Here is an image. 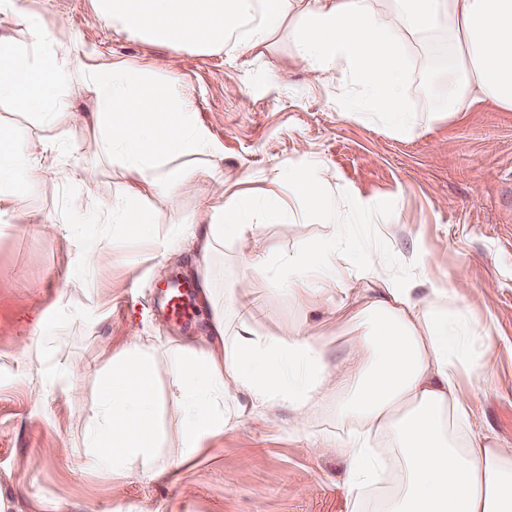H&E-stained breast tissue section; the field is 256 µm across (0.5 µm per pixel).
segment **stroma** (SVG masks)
I'll return each instance as SVG.
<instances>
[{
  "label": "stroma",
  "mask_w": 512,
  "mask_h": 512,
  "mask_svg": "<svg viewBox=\"0 0 512 512\" xmlns=\"http://www.w3.org/2000/svg\"><path fill=\"white\" fill-rule=\"evenodd\" d=\"M21 13L40 15L66 43L92 58L122 59L146 70L152 86L176 79L218 149L215 173L195 176L188 195L153 197L155 237L176 247L154 265L135 228L96 221L97 206L123 191L118 164L101 162L97 185L79 181L98 150L77 127L51 129L33 113L5 102L0 122L52 141L42 180L21 210L0 215V512H80L96 498L104 512H348V463L315 457L293 433L286 409L226 428L182 480L152 482L136 475L104 478L85 462L83 432L95 370L77 378L83 391L49 382L43 366L16 359L18 339L62 361H88L108 335L143 337L154 349L160 387H167L176 352L157 307L158 287L171 276L195 281L207 265L216 298L240 286L259 303L255 332L270 336L279 322L307 321L332 358L344 352L348 327L325 308L300 309L286 281L255 274L233 240L209 260L181 240L219 187L258 197L252 213L256 252L282 256L341 239L346 260L382 255L397 274L452 284L469 312L473 333L466 385L478 432L512 452V112L485 103L447 116L449 61L441 38L411 44L404 105L419 133L398 137L362 114H348L350 91L291 66L287 33L262 55L201 54L150 46L90 17L89 0H19ZM328 183L335 221L306 207L288 181L303 152ZM278 195L288 215L263 196ZM375 203L360 210L359 200ZM59 224L42 235L34 221ZM107 237L115 261L97 267L88 236ZM47 314L46 332L34 328ZM45 383L40 405L28 391ZM45 456L30 472L31 455Z\"/></svg>",
  "instance_id": "1"
}]
</instances>
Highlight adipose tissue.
<instances>
[{
    "label": "adipose tissue",
    "instance_id": "adipose-tissue-1",
    "mask_svg": "<svg viewBox=\"0 0 512 512\" xmlns=\"http://www.w3.org/2000/svg\"><path fill=\"white\" fill-rule=\"evenodd\" d=\"M94 17L143 43L191 47L235 57L265 49L287 27L294 65L356 81L358 113L394 134H415L418 122L403 104L407 46L415 36H443L456 74L449 112L480 102L512 111V0H90ZM23 20L25 35L9 29ZM80 48L61 50L33 16L20 17L18 0H0V102L38 115L43 125L84 129L100 154L119 160L122 204H101L99 223L131 224L149 233L144 199L189 192L180 164L217 152L207 130L176 86L157 98L145 76L124 61L84 64ZM90 88L92 109L65 110L62 89ZM48 143L21 127L0 123V212L18 209L40 180ZM255 202L220 193L196 215L186 241L210 259L225 240L246 251L257 273L278 266L288 293L302 308L353 313L362 323L331 362L304 323H282L261 338L253 327L250 289L215 305L207 269L199 295L210 306L208 335L176 338L180 353L167 395L180 422V449L170 469L185 471L228 426L279 407L290 410L309 452L343 456L349 464V512H512V456L473 428L474 410L460 385L469 318L447 285L420 291L413 279L391 275L382 258L346 267L335 246L324 256L303 250L271 263L254 252L248 215ZM238 314L235 329L227 309ZM104 364L87 414L85 453L106 477L158 474L155 455V362L142 337L98 347ZM336 405L340 432L311 433L325 403Z\"/></svg>",
    "mask_w": 512,
    "mask_h": 512
}]
</instances>
